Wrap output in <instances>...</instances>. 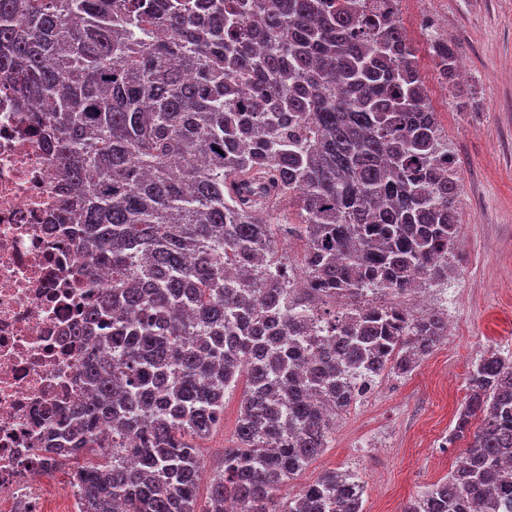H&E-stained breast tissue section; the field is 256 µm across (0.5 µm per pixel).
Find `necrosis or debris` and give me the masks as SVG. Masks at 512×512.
<instances>
[{
  "mask_svg": "<svg viewBox=\"0 0 512 512\" xmlns=\"http://www.w3.org/2000/svg\"><path fill=\"white\" fill-rule=\"evenodd\" d=\"M61 178L29 112L0 85V512H82L47 439L49 408L87 398V350L72 336L85 301L65 246Z\"/></svg>",
  "mask_w": 512,
  "mask_h": 512,
  "instance_id": "4bbe7bcc",
  "label": "necrosis or debris"
}]
</instances>
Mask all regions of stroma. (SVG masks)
Wrapping results in <instances>:
<instances>
[{"mask_svg":"<svg viewBox=\"0 0 512 512\" xmlns=\"http://www.w3.org/2000/svg\"><path fill=\"white\" fill-rule=\"evenodd\" d=\"M428 19L435 32L425 30ZM398 20L416 49L462 184L453 273L428 284L414 307L447 313L450 333L409 376L382 377L339 416L328 448L284 491L291 497L324 470H349L366 483L365 512L405 507L456 468L467 440H441L465 401L473 363L490 350L512 359V0H400ZM434 36L458 46V80L441 77L428 49ZM242 393H226L223 424L199 442L202 510L233 444Z\"/></svg>","mask_w":512,"mask_h":512,"instance_id":"1","label":"stroma"}]
</instances>
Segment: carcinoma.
<instances>
[{"label":"carcinoma","mask_w":512,"mask_h":512,"mask_svg":"<svg viewBox=\"0 0 512 512\" xmlns=\"http://www.w3.org/2000/svg\"><path fill=\"white\" fill-rule=\"evenodd\" d=\"M389 2L0 0V71L32 107L89 260L75 336L92 326L116 355L86 359L94 397L49 428L84 450L91 512H197V440L241 381L205 512H364L347 471L280 492L363 398L354 380L404 377L448 336L444 313L386 301L448 278L460 229L454 160ZM431 50L453 79L458 48ZM285 197L306 290L346 311L313 320L281 281L270 206ZM468 390L450 437L472 433L463 465L405 512H512V361L482 356Z\"/></svg>","instance_id":"carcinoma-1"}]
</instances>
